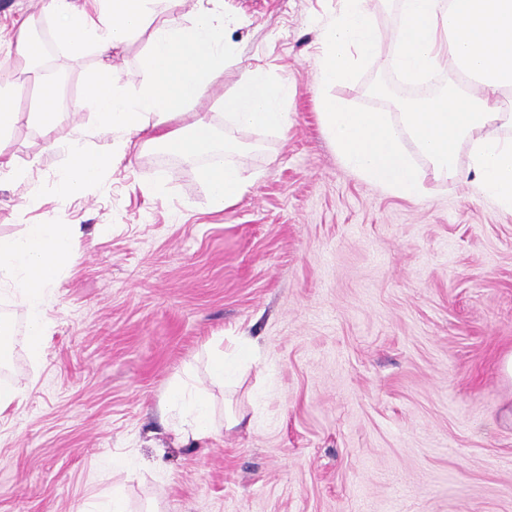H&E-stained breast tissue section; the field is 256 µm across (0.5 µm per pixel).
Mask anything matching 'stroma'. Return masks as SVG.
Instances as JSON below:
<instances>
[{
  "label": "stroma",
  "mask_w": 512,
  "mask_h": 512,
  "mask_svg": "<svg viewBox=\"0 0 512 512\" xmlns=\"http://www.w3.org/2000/svg\"><path fill=\"white\" fill-rule=\"evenodd\" d=\"M224 75L201 100L216 131L218 96L242 70L286 85L288 130L242 131L237 161L262 177L213 211L185 159L133 140L94 184L57 188L68 144L109 140L84 107L95 54L59 51L65 117L20 122L6 147L24 180L0 179V236L77 224L32 357L24 308L0 299L13 340L0 384L21 389L0 412V512H512V214L469 183L407 200L362 180L322 133L329 94L393 112L381 60L326 90L310 58L337 0H223ZM41 0H0V59L22 21L52 27ZM39 187L40 200L27 195ZM252 343L233 395L251 417L222 436L179 429L162 412L187 380L224 419L208 354Z\"/></svg>",
  "instance_id": "stroma-1"
}]
</instances>
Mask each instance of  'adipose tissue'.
I'll use <instances>...</instances> for the list:
<instances>
[{
    "label": "adipose tissue",
    "mask_w": 512,
    "mask_h": 512,
    "mask_svg": "<svg viewBox=\"0 0 512 512\" xmlns=\"http://www.w3.org/2000/svg\"><path fill=\"white\" fill-rule=\"evenodd\" d=\"M189 24H155L161 6L178 0H94V13L74 0H43L59 46L79 56L94 51L101 65L85 97L111 128L110 143L99 152L78 139L68 147L58 189L66 193L95 183L103 169L125 156L132 137L147 136L180 156H210L198 174L201 191L214 210L239 201L255 176L228 160L241 143L225 139L224 156L214 149L215 130L196 114L189 134L168 130L224 74V12L218 0H196ZM400 21L391 33L374 24L367 0H338L333 16L321 25L319 49L312 58L317 82L329 87L353 82L361 67L382 59L411 82L450 67L454 78L432 96L405 101L397 112H356L341 99L321 100L322 132L344 163L387 194L414 200L430 183L470 182L500 211L512 213V0H400ZM149 46L140 63L136 95L121 92V75L109 60L143 30ZM41 88L37 111L24 114L13 104L14 72L0 62V175L15 174L4 141L21 121L47 127L61 120L60 85L32 70ZM288 92L263 72L244 69L219 104L224 123L238 130L281 131L288 126ZM467 163H460V156ZM74 224H32L20 238H0V285L27 313V346L43 350L45 306L67 258L81 246Z\"/></svg>",
    "instance_id": "obj_1"
}]
</instances>
